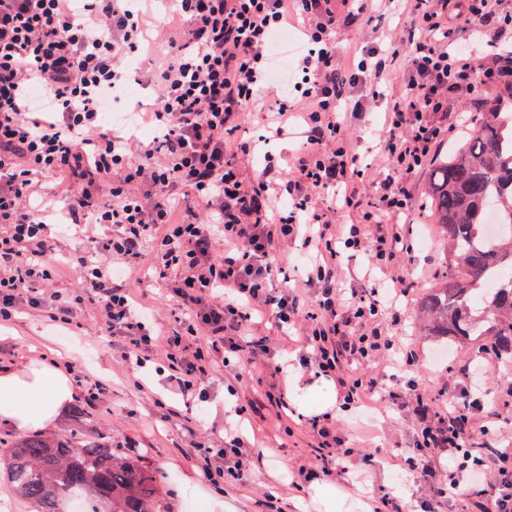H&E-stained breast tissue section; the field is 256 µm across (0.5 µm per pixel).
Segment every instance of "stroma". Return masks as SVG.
<instances>
[{
	"instance_id": "1",
	"label": "stroma",
	"mask_w": 512,
	"mask_h": 512,
	"mask_svg": "<svg viewBox=\"0 0 512 512\" xmlns=\"http://www.w3.org/2000/svg\"><path fill=\"white\" fill-rule=\"evenodd\" d=\"M412 23L411 17L399 15L389 7L383 13L373 12L337 26L330 33L336 43L337 66H351L363 50L388 49V31L397 26L406 29ZM500 92V86L494 84L482 87L475 97L454 96L447 112L435 114V122L450 129L436 149V157L445 156L460 139L461 123H473L476 113L485 111ZM366 102V111L351 120L348 143L363 171L354 187L367 203L377 197L382 178L383 163L376 156L374 144L385 122V103ZM264 133L265 114L263 110H254L241 131L244 138L256 143L253 155L242 164L245 178L261 173L268 153L280 163H293L303 141L298 127L289 130L287 136L270 141L264 140ZM427 174L423 168L408 176L411 209L406 221L395 227L408 243L409 254L398 266L373 269L367 255L341 252L338 263L343 285L369 294L380 287H391L396 276L414 283L404 300L399 324H392L393 310L389 307L378 319L380 325L392 326L398 350L411 348L416 353L412 371L385 367L381 378L386 385L395 386L413 374L422 378L428 393L435 395L441 388V376L451 370L463 383L477 384L482 398L500 399L512 389V361L483 353L479 341L460 349L441 339L421 337L413 320L419 295L435 282L443 268L441 236L425 208ZM124 352L122 337L101 332L86 315L77 328L55 325L43 312L23 313L0 323V368L21 367L54 356L79 390L73 408L65 409L49 425V432L74 430L73 409L83 408L93 421L90 436L110 441L113 449L136 454L158 476L160 492L170 512H188L193 502L200 503L202 512H369L371 498L378 494L414 507L425 496L405 463L416 431L412 420L394 411L364 407L342 411L333 382L309 372L289 377L287 409L261 406L240 427L254 446L256 482L244 486L228 477L211 481L189 460L194 439L186 431L187 422L195 420L206 430L209 440L221 442L222 428L229 420L225 413L229 388H236L247 397L263 394L276 382L268 364L241 365L242 376L238 379L230 373L212 375L205 383L208 402L188 409L181 395L170 387L166 373L133 375L127 368ZM97 381L111 387V399H90L89 390ZM317 415L335 425L345 447H366L371 463L366 466L360 459H353L347 479L318 480L297 490L290 484L288 469L316 461L319 450L314 446L309 420Z\"/></svg>"
}]
</instances>
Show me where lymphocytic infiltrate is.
Wrapping results in <instances>:
<instances>
[{
  "label": "lymphocytic infiltrate",
  "instance_id": "obj_1",
  "mask_svg": "<svg viewBox=\"0 0 512 512\" xmlns=\"http://www.w3.org/2000/svg\"><path fill=\"white\" fill-rule=\"evenodd\" d=\"M332 0H177L179 36L167 23L147 25L151 0H0V322L44 310L52 322L72 326L85 304L112 335L127 338L124 358L137 373L164 351L169 381L186 407L205 401V381L242 356L271 361L274 375L313 369L332 380L344 406H379L417 423L407 465L427 497L422 512H439L444 499L470 500L474 512H512V453L497 449L492 429L496 401L449 381L430 395L416 379L381 389L377 378L354 372L395 348L372 321L381 313L374 295H344L339 249L363 251L372 266L394 264L400 236L372 233L386 217L410 209L407 175L418 171L445 130L430 116L448 109L456 92L512 82V10L499 0H415L414 30L388 55L366 50L356 67L339 70L330 32L341 19L373 9L360 0L336 15ZM302 17L310 48L295 97L276 94L265 80L274 35ZM497 31L493 68L472 58L488 30ZM159 53L148 79L158 89L147 116L159 130L152 142L114 130L103 120L125 87L127 62L143 44ZM405 58L404 71L394 67ZM399 82L386 104L378 155L391 166L375 201L363 204L350 180L360 176L346 140L348 118L362 111L351 89ZM45 92L58 118L31 108L32 89ZM268 104L270 131L287 135L302 121L307 139L291 169L267 161L261 178L246 180L240 159L253 143L238 138L246 112ZM57 179L56 195L41 194L44 178ZM292 203L288 215L279 195ZM331 195L337 210H361L353 224L329 223L319 206ZM77 226L90 247L56 258L54 224ZM107 224L111 234L95 235ZM304 236L313 250L306 280L274 287L288 243ZM149 261L168 281L178 329L162 335L147 327L145 303L116 283L114 269L135 271ZM78 280L56 289L59 265ZM300 331L299 360L276 355L265 339H245L255 316ZM328 453L319 464L292 470V485L347 474L335 429L310 421ZM240 430L222 444L196 442L193 457L205 475L253 479ZM448 451L440 461L436 449Z\"/></svg>",
  "mask_w": 512,
  "mask_h": 512
}]
</instances>
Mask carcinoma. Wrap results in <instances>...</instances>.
<instances>
[{
  "mask_svg": "<svg viewBox=\"0 0 512 512\" xmlns=\"http://www.w3.org/2000/svg\"><path fill=\"white\" fill-rule=\"evenodd\" d=\"M427 205L443 236L445 270L417 301L420 335L458 346L482 337L512 356V85L475 119L447 156L429 169ZM504 217L484 233L489 204ZM16 495L37 512H169L156 477L112 444L70 433L20 437L0 456Z\"/></svg>",
  "mask_w": 512,
  "mask_h": 512,
  "instance_id": "carcinoma-1",
  "label": "carcinoma"
}]
</instances>
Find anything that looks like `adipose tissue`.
Masks as SVG:
<instances>
[{
    "mask_svg": "<svg viewBox=\"0 0 512 512\" xmlns=\"http://www.w3.org/2000/svg\"><path fill=\"white\" fill-rule=\"evenodd\" d=\"M76 397L68 373L54 360L0 370V415L19 432L47 427Z\"/></svg>",
    "mask_w": 512,
    "mask_h": 512,
    "instance_id": "ef3b65f1",
    "label": "adipose tissue"
}]
</instances>
